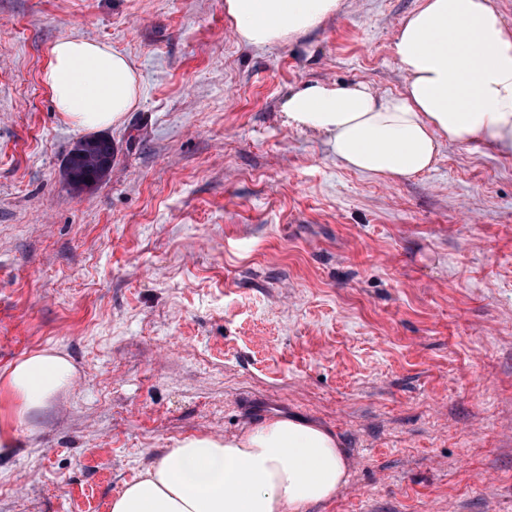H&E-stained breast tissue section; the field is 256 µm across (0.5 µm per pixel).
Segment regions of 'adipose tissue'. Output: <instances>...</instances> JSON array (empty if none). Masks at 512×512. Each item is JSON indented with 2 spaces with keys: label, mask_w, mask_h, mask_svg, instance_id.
<instances>
[{
  "label": "adipose tissue",
  "mask_w": 512,
  "mask_h": 512,
  "mask_svg": "<svg viewBox=\"0 0 512 512\" xmlns=\"http://www.w3.org/2000/svg\"><path fill=\"white\" fill-rule=\"evenodd\" d=\"M342 0H224L238 42L265 47L306 34ZM403 91L315 82L282 104L289 124L325 135L343 166L405 178L430 170L442 142L512 157V27L492 0H424L396 31ZM41 82L62 119L79 130L119 122L140 99L128 58L102 42L52 44ZM77 379L73 364L41 350L0 374L18 418L48 407ZM348 479L347 454L330 430L273 418L231 439L188 437L127 483L110 512H308Z\"/></svg>",
  "instance_id": "obj_1"
}]
</instances>
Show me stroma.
<instances>
[{"label": "stroma", "instance_id": "1", "mask_svg": "<svg viewBox=\"0 0 512 512\" xmlns=\"http://www.w3.org/2000/svg\"><path fill=\"white\" fill-rule=\"evenodd\" d=\"M421 3L256 48L224 0H0V371L56 349L79 375L23 420L0 398V512H110L163 449L275 416L348 454L309 512H512V159L445 143L381 180L282 110L309 82L401 92ZM75 36L142 87L83 190L40 81Z\"/></svg>", "mask_w": 512, "mask_h": 512}]
</instances>
